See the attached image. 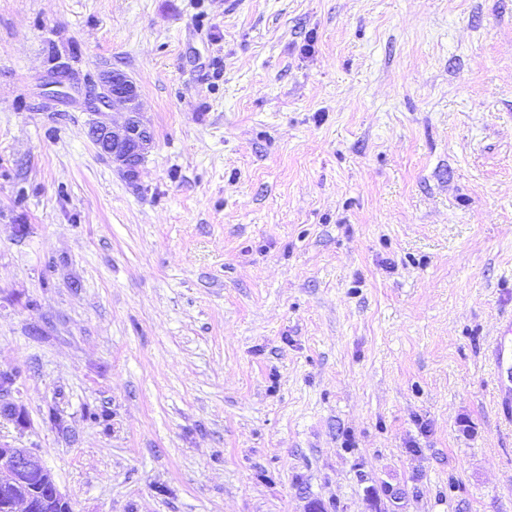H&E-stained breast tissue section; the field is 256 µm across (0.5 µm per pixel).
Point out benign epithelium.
I'll return each mask as SVG.
<instances>
[{
    "instance_id": "benign-epithelium-1",
    "label": "benign epithelium",
    "mask_w": 512,
    "mask_h": 512,
    "mask_svg": "<svg viewBox=\"0 0 512 512\" xmlns=\"http://www.w3.org/2000/svg\"><path fill=\"white\" fill-rule=\"evenodd\" d=\"M87 104L94 119L88 134L102 154L118 165L123 174L134 179L152 148L154 135L144 119L140 92L136 81L124 71L112 68L102 71L98 80L89 85ZM121 106L126 117L121 125H115L109 113ZM14 377L0 376V418L26 428L23 409L11 400ZM38 476L40 483L52 490L53 502L62 512L71 509L70 501L63 494L41 456L32 448H19L0 443V491L10 498V512H42L48 502L40 497L38 486L31 478Z\"/></svg>"
}]
</instances>
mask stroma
Listing matches in <instances>:
<instances>
[{"instance_id": "obj_1", "label": "stroma", "mask_w": 512, "mask_h": 512, "mask_svg": "<svg viewBox=\"0 0 512 512\" xmlns=\"http://www.w3.org/2000/svg\"><path fill=\"white\" fill-rule=\"evenodd\" d=\"M511 315L512 0H0V441L73 512H512ZM86 99L95 116L89 125V137L127 178L135 179L154 140L153 131L144 119L136 81L120 69L104 70L89 85ZM115 106L123 107L126 112L121 125H114L109 118ZM490 357L498 369L497 413L503 423L510 425L512 423V316L501 324L492 344ZM14 377L7 374L1 375L0 382V418L11 421L18 429H24L27 425L26 415L23 409L11 400Z\"/></svg>"}]
</instances>
